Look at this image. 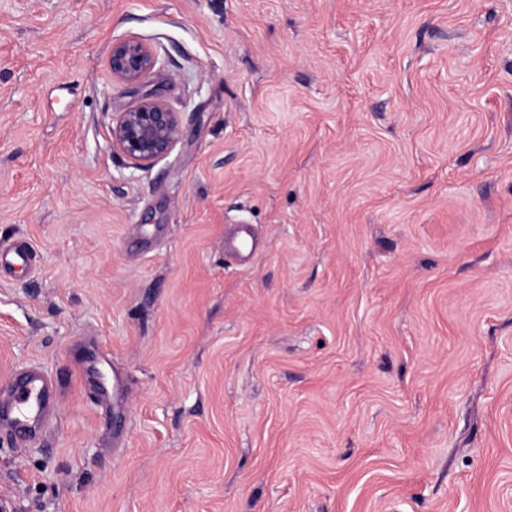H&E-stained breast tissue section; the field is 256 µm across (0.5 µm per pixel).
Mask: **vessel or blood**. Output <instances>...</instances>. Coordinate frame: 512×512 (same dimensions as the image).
<instances>
[{
    "label": "vessel or blood",
    "instance_id": "vessel-or-blood-1",
    "mask_svg": "<svg viewBox=\"0 0 512 512\" xmlns=\"http://www.w3.org/2000/svg\"><path fill=\"white\" fill-rule=\"evenodd\" d=\"M256 247L251 225L241 224L224 242L226 253L246 260ZM57 385L41 367L29 366L15 375L10 405L0 426L14 431L30 432L42 427L56 407Z\"/></svg>",
    "mask_w": 512,
    "mask_h": 512
}]
</instances>
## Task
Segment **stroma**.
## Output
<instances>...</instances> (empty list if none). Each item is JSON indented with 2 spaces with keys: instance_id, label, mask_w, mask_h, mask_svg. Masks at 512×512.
<instances>
[{
  "instance_id": "stroma-1",
  "label": "stroma",
  "mask_w": 512,
  "mask_h": 512,
  "mask_svg": "<svg viewBox=\"0 0 512 512\" xmlns=\"http://www.w3.org/2000/svg\"><path fill=\"white\" fill-rule=\"evenodd\" d=\"M2 241L9 512H512V0H0ZM156 64L157 59L149 45L135 37L114 41L107 58L113 79L130 88L142 85ZM110 135L113 150L121 152L132 167L148 169L173 150L182 129L178 112L160 96L145 93L125 112L117 113ZM256 247L254 231L249 224H240L224 242L225 252L239 261H245ZM10 405L0 426L21 433L41 428L56 407L57 385L39 366H27L15 375Z\"/></svg>"
}]
</instances>
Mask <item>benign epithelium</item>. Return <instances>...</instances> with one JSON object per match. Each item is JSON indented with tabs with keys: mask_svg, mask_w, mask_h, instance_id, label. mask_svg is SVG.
<instances>
[{
	"mask_svg": "<svg viewBox=\"0 0 512 512\" xmlns=\"http://www.w3.org/2000/svg\"><path fill=\"white\" fill-rule=\"evenodd\" d=\"M156 64L149 45L135 37L114 41L107 58L112 78L130 88L143 84ZM181 137L179 113L152 93L143 94L112 120V149L121 152L137 169H148L167 156Z\"/></svg>",
	"mask_w": 512,
	"mask_h": 512,
	"instance_id": "7a95c632",
	"label": "benign epithelium"
}]
</instances>
